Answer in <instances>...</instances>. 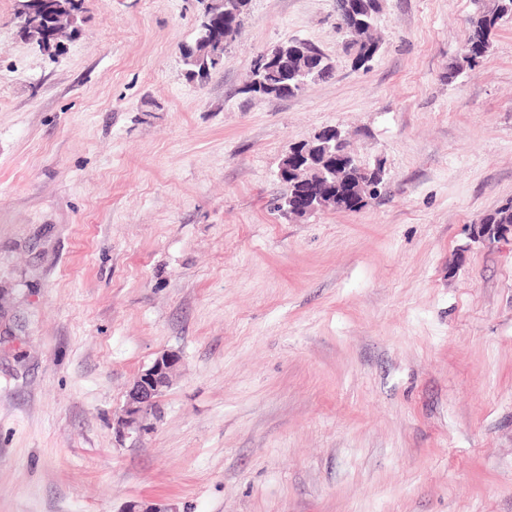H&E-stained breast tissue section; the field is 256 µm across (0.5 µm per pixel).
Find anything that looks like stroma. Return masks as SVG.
I'll use <instances>...</instances> for the list:
<instances>
[{"label": "stroma", "instance_id": "stroma-1", "mask_svg": "<svg viewBox=\"0 0 512 512\" xmlns=\"http://www.w3.org/2000/svg\"><path fill=\"white\" fill-rule=\"evenodd\" d=\"M381 4L357 69L336 0H250L197 83L200 0H84L54 58L0 0V512H512V238L471 231L512 201V21L471 68L476 0ZM291 41L334 76L243 94ZM329 126L386 188L285 217ZM179 362V356L173 352L160 355L154 363L141 372L131 389L124 415L120 420L123 430H130L141 435L148 430L143 424V417L151 411L169 385V377L174 367Z\"/></svg>", "mask_w": 512, "mask_h": 512}]
</instances>
